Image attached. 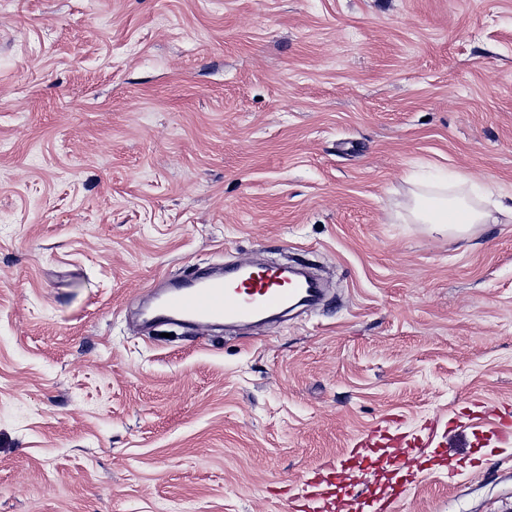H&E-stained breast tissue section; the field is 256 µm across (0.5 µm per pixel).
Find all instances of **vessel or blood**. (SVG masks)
Returning a JSON list of instances; mask_svg holds the SVG:
<instances>
[{
	"label": "vessel or blood",
	"mask_w": 512,
	"mask_h": 512,
	"mask_svg": "<svg viewBox=\"0 0 512 512\" xmlns=\"http://www.w3.org/2000/svg\"><path fill=\"white\" fill-rule=\"evenodd\" d=\"M321 298L316 281L296 277L277 266L239 267L232 277L213 273L195 280L171 283L160 298L162 315L196 324L244 323L293 305L312 306ZM416 438L396 430H374L335 464L305 478L295 500V512H335L343 490L356 475L374 469L381 451L403 450L400 481L381 487L363 502L364 512H382L385 499L400 496L417 464Z\"/></svg>",
	"instance_id": "1"
}]
</instances>
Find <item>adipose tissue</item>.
<instances>
[{
    "label": "adipose tissue",
    "mask_w": 512,
    "mask_h": 512,
    "mask_svg": "<svg viewBox=\"0 0 512 512\" xmlns=\"http://www.w3.org/2000/svg\"><path fill=\"white\" fill-rule=\"evenodd\" d=\"M438 206L429 209L425 196L413 199L411 214L414 223L430 225L432 231L447 233L468 240L473 228L480 224H496L500 219L512 221V195L491 197L480 194L478 202L466 196H437Z\"/></svg>",
    "instance_id": "obj_1"
}]
</instances>
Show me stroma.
<instances>
[{"instance_id": "obj_1", "label": "stroma", "mask_w": 512, "mask_h": 512, "mask_svg": "<svg viewBox=\"0 0 512 512\" xmlns=\"http://www.w3.org/2000/svg\"><path fill=\"white\" fill-rule=\"evenodd\" d=\"M512 0H0V512H292L395 426V512H512ZM320 305L233 332L138 311L214 264ZM476 197L482 205H475L467 196H440L429 197L416 195L411 206L413 222L417 224H430V230L446 233L462 241L469 239L473 228L478 224H508L512 222V195L492 199L490 193H479ZM435 200L437 208L432 211L425 202ZM499 216L505 219L501 221Z\"/></svg>"}]
</instances>
